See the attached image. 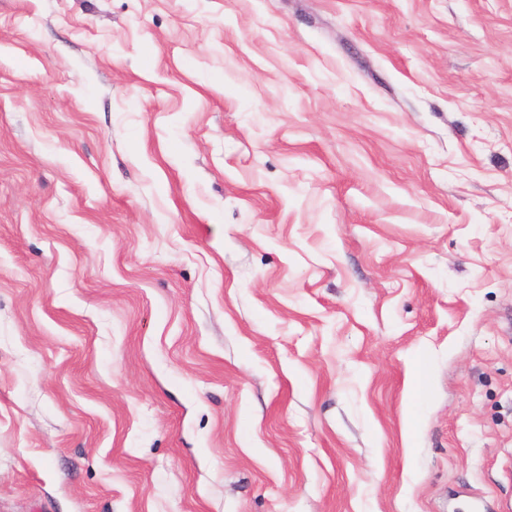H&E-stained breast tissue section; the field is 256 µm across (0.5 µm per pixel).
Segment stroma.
Returning <instances> with one entry per match:
<instances>
[{
  "label": "stroma",
  "instance_id": "stroma-1",
  "mask_svg": "<svg viewBox=\"0 0 512 512\" xmlns=\"http://www.w3.org/2000/svg\"><path fill=\"white\" fill-rule=\"evenodd\" d=\"M0 512H512V0H0Z\"/></svg>",
  "mask_w": 512,
  "mask_h": 512
}]
</instances>
